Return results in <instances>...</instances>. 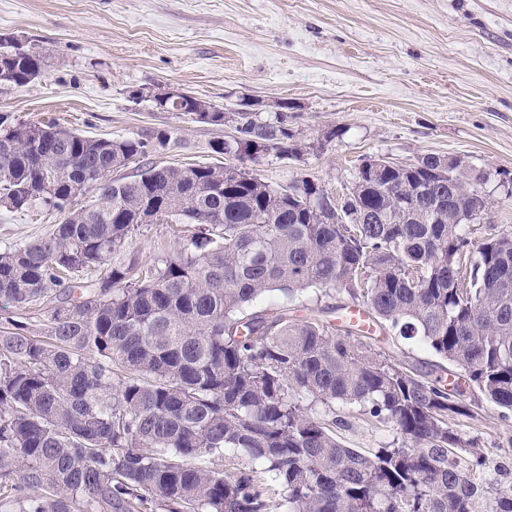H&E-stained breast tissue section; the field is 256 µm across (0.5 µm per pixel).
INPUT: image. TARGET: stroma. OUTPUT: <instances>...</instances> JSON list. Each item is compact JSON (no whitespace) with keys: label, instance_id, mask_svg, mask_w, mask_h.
<instances>
[{"label":"stroma","instance_id":"stroma-1","mask_svg":"<svg viewBox=\"0 0 512 512\" xmlns=\"http://www.w3.org/2000/svg\"><path fill=\"white\" fill-rule=\"evenodd\" d=\"M47 48L41 80L0 87V112L54 122L90 136L150 139L148 161H216L225 125L156 112L139 91L174 86L218 106L249 97L322 149L291 162L255 165L274 186L311 177L342 195L362 160L413 162L434 153L484 174L489 224L512 231V0H0V38ZM342 137L326 140L333 128ZM168 131L166 144L153 140ZM60 214L0 211V243L51 233ZM178 225L133 234L117 260L149 267L174 250ZM370 344L394 362L429 371L422 342L377 331ZM454 429L487 456L512 466V416L487 405ZM344 444L373 449L393 427L351 419Z\"/></svg>","mask_w":512,"mask_h":512}]
</instances>
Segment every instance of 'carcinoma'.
<instances>
[{"instance_id": "cac0c4a2", "label": "carcinoma", "mask_w": 512, "mask_h": 512, "mask_svg": "<svg viewBox=\"0 0 512 512\" xmlns=\"http://www.w3.org/2000/svg\"><path fill=\"white\" fill-rule=\"evenodd\" d=\"M1 57L14 62L5 86L48 59L0 38ZM236 108L235 134L211 145L224 162L145 161L131 180L112 173L146 158L147 140L0 113V209L64 214L47 237L0 245V304L41 322L36 335L0 317V512H512V484L449 426L485 402L512 412V232L471 237L483 176L450 183L440 155L412 170L378 156L349 186L363 223L332 222L318 186L244 170L303 158L288 103L266 118ZM171 110L224 124L192 96ZM150 215L194 231L139 275L112 264ZM96 266L99 287L62 288ZM311 288L419 338L476 398L381 357L348 322L253 308ZM338 402L397 439L345 446L347 421L313 412ZM229 450L247 462L223 468Z\"/></svg>"}]
</instances>
